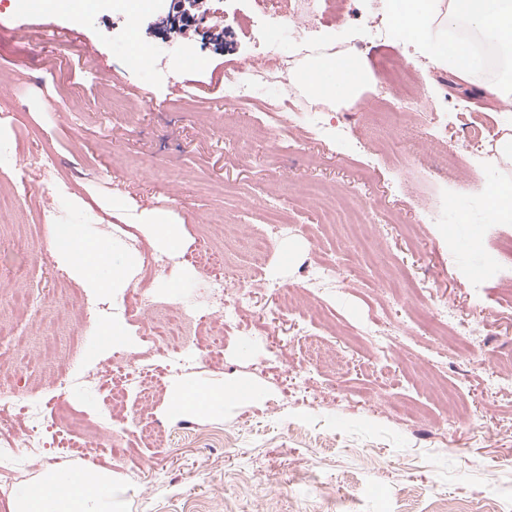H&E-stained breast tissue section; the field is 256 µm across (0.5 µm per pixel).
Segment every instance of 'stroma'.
<instances>
[{
	"instance_id": "obj_1",
	"label": "stroma",
	"mask_w": 512,
	"mask_h": 512,
	"mask_svg": "<svg viewBox=\"0 0 512 512\" xmlns=\"http://www.w3.org/2000/svg\"><path fill=\"white\" fill-rule=\"evenodd\" d=\"M112 2L94 0L76 17L47 6L30 16L18 0H0V136L14 155L0 162V188L16 202L0 210V320L27 337L17 375L48 412L40 459L15 484L0 476V512H13L17 492L47 472L85 467L111 474L112 512H512V372L479 362L512 358V220L495 217L487 195L491 182L512 183V160L491 147L512 134V111L403 34L369 42V25L391 14V0H358L356 19L327 17L309 41L362 45L372 91L384 83L385 57L420 62L427 101L459 107L449 133L468 115L482 118L494 172L449 175L429 121L396 132L342 111L336 140L303 116L283 141L262 133L269 115L234 108L225 80L258 63L257 39L236 22L251 0H210L203 28L137 0L141 24L123 38L108 35L121 21ZM20 27L29 39L17 37ZM85 44L95 60L83 57ZM142 46L152 53L146 66L130 61ZM185 47L204 63L176 67ZM394 136L409 167L371 154ZM36 149L57 157L53 184L21 161ZM316 184L335 188L337 212L363 204L376 256L393 262L412 292L391 294L358 243L325 223L305 195ZM441 193L460 196L461 224L484 226L476 245L463 247L453 225L420 223ZM275 207L287 209L292 231L273 239L258 266L245 243L270 236ZM154 211L180 226L179 251L154 244L144 221ZM61 226L105 241L116 261L132 259L127 287L81 281L55 245ZM325 259L336 261L340 280L323 292L310 279ZM227 271L244 279L252 301L225 327L215 359L207 282ZM269 280L293 288L295 302L273 303ZM27 292L40 298L31 314L10 303ZM148 295L201 319L193 369L154 360L144 400L112 398L106 386L77 398L56 384L59 370L101 376L116 351H148ZM439 302L457 324H478L475 358L449 351L424 326V306ZM113 303L127 324L120 344L97 320ZM243 382L256 397L233 396ZM196 386L224 393L223 406H174L178 390ZM114 428L122 438H111ZM157 429L166 447L152 446Z\"/></svg>"
}]
</instances>
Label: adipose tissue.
<instances>
[{"label":"adipose tissue","mask_w":512,"mask_h":512,"mask_svg":"<svg viewBox=\"0 0 512 512\" xmlns=\"http://www.w3.org/2000/svg\"><path fill=\"white\" fill-rule=\"evenodd\" d=\"M401 30L440 67L459 75L476 72L480 58L465 54L451 31L461 29L485 40L498 58L512 64V0H409L403 7ZM370 73L353 56L312 59L293 80L312 95L343 106L359 98ZM65 248L81 274L101 289L125 285L124 266L112 263L105 243H88L68 232ZM110 277H102L103 268ZM112 486L107 471L84 468L53 472L40 484L17 495L15 512H101L104 490Z\"/></svg>","instance_id":"adipose-tissue-1"}]
</instances>
